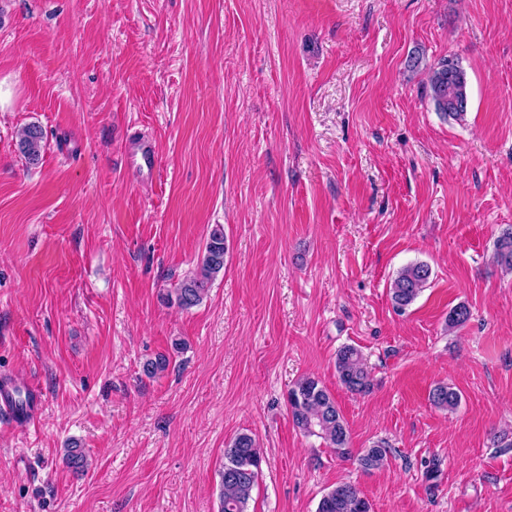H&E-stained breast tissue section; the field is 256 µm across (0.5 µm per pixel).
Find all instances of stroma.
I'll return each instance as SVG.
<instances>
[{
    "label": "stroma",
    "mask_w": 512,
    "mask_h": 512,
    "mask_svg": "<svg viewBox=\"0 0 512 512\" xmlns=\"http://www.w3.org/2000/svg\"><path fill=\"white\" fill-rule=\"evenodd\" d=\"M448 58L461 121L429 96ZM216 224L223 274L167 305ZM511 226L512 0H0V377L42 394L35 422H0V512H220L241 433L264 457L249 512H317L341 483L371 512H512V271L493 260ZM417 261L431 283L397 312ZM345 345L367 394L338 379ZM307 375L353 456L388 444L383 468L294 427ZM430 96L436 110L446 117L461 119L468 110L469 96L465 72L454 59L438 62L428 76ZM45 133L40 125L24 127L18 136L20 153L31 163H37L41 157ZM125 158L147 178L152 179L159 171V162L153 146L144 138L130 143L125 150ZM431 274V268L422 262L409 264L398 272L389 289L392 304L398 312L404 311L427 287ZM336 371L341 383L352 393H365L371 387L369 372L361 353L355 347L344 346L338 351ZM429 397L436 407L446 410H454L460 402L457 390L446 383L435 385L430 391Z\"/></svg>",
    "instance_id": "obj_1"
}]
</instances>
